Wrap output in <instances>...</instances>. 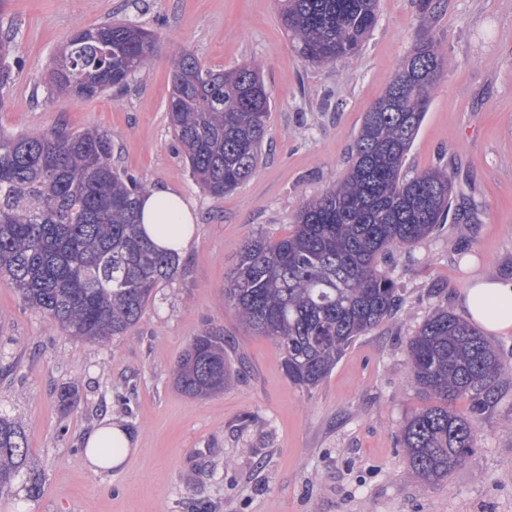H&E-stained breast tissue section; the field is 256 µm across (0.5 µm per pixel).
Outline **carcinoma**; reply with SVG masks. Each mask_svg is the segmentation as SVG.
Here are the masks:
<instances>
[{
	"instance_id": "carcinoma-1",
	"label": "carcinoma",
	"mask_w": 512,
	"mask_h": 512,
	"mask_svg": "<svg viewBox=\"0 0 512 512\" xmlns=\"http://www.w3.org/2000/svg\"><path fill=\"white\" fill-rule=\"evenodd\" d=\"M377 11L378 0H284L279 21L304 61L330 65L358 51ZM156 45L154 33L130 21L78 28L50 64V85L76 101L121 88ZM12 52L1 40L0 109ZM444 62L440 43L419 39L365 112L345 178L301 207L288 236L255 235L240 250L224 304L280 347L288 379L302 389L318 387L359 336L402 306L380 260L433 235L448 217V170L402 176ZM171 66L170 127L192 177L221 198L261 161L271 112L264 78L253 64L211 69L188 49ZM148 190L146 180L112 165L105 132H1L0 282L71 336L102 344L124 335L179 266L141 230ZM232 350L223 329L205 326L175 365L177 390L189 397L224 390L237 376ZM407 361L411 381L437 404L405 418L400 445L412 476L444 481L475 448V417L507 364L478 327L445 309L410 337ZM465 395L473 401L468 414L452 409ZM26 461L24 430L0 416V489Z\"/></svg>"
}]
</instances>
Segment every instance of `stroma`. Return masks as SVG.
<instances>
[{"label":"stroma","mask_w":512,"mask_h":512,"mask_svg":"<svg viewBox=\"0 0 512 512\" xmlns=\"http://www.w3.org/2000/svg\"><path fill=\"white\" fill-rule=\"evenodd\" d=\"M279 0H5L0 39L19 64L0 129L94 128L112 163L150 186L178 188L199 221L174 279L140 321L104 347L68 336L0 284V414L18 420L27 475L0 491V512H512V373L480 418L476 446L447 481L409 478L400 447L407 413L431 400L407 380L406 345L433 311H458L473 278L512 280V0H380L363 46L313 67L291 46ZM130 20L157 51L128 87L86 101L50 92L49 62L77 28ZM422 37L447 63L402 172L447 167L451 217L392 249L383 269L405 302L357 339L325 382L292 384L271 339L242 326L222 291L246 239L277 240L302 204L346 171L363 116ZM190 49L207 67L260 66L271 112L255 174L221 198L192 178L169 127L171 60ZM222 328L244 365L223 392L189 398L171 381L204 325ZM77 395L62 406L61 387ZM111 416L132 441L109 470L86 462L83 438Z\"/></svg>","instance_id":"obj_1"}]
</instances>
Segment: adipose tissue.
<instances>
[{"label":"adipose tissue","instance_id":"obj_1","mask_svg":"<svg viewBox=\"0 0 512 512\" xmlns=\"http://www.w3.org/2000/svg\"><path fill=\"white\" fill-rule=\"evenodd\" d=\"M142 228L161 248L185 252L193 241L197 217L182 194L169 186L152 188L142 199ZM462 305L469 318L490 332L512 329V280L481 278L465 289ZM86 455L98 468H112L109 459L97 457V449L107 446L127 448L128 433L104 417L84 439Z\"/></svg>","mask_w":512,"mask_h":512}]
</instances>
